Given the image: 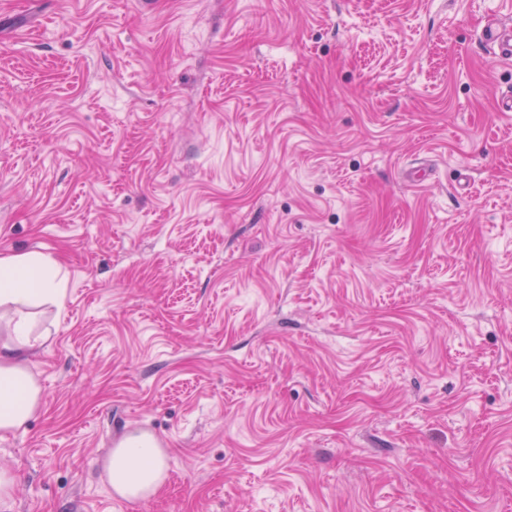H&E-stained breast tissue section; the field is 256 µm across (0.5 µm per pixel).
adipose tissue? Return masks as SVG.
Wrapping results in <instances>:
<instances>
[{
    "label": "adipose tissue",
    "instance_id": "adipose-tissue-1",
    "mask_svg": "<svg viewBox=\"0 0 512 512\" xmlns=\"http://www.w3.org/2000/svg\"><path fill=\"white\" fill-rule=\"evenodd\" d=\"M66 281L61 265L40 251L0 254V433L24 427L39 410L42 389L28 356L48 341L35 330V318L61 310ZM103 473L118 497L144 500L164 484L167 456L154 436L125 437L102 461Z\"/></svg>",
    "mask_w": 512,
    "mask_h": 512
}]
</instances>
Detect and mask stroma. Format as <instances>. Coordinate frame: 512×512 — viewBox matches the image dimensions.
<instances>
[{
    "label": "stroma",
    "mask_w": 512,
    "mask_h": 512,
    "mask_svg": "<svg viewBox=\"0 0 512 512\" xmlns=\"http://www.w3.org/2000/svg\"><path fill=\"white\" fill-rule=\"evenodd\" d=\"M512 0H0V253L68 277L0 512H512ZM144 429L168 478L111 491ZM483 40L492 46H496L500 55L512 58V28L498 25L489 26L483 33ZM103 474L118 497L129 501L148 499L164 484L165 450L153 435H129L102 461Z\"/></svg>",
    "instance_id": "1"
}]
</instances>
